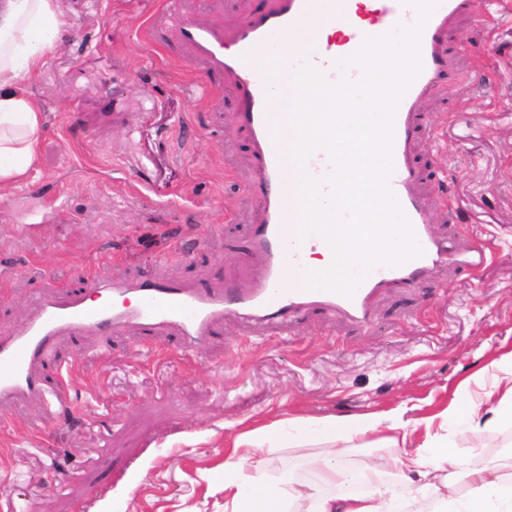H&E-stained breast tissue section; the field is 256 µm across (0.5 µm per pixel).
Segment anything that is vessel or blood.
<instances>
[{"label":"vessel or blood","mask_w":512,"mask_h":512,"mask_svg":"<svg viewBox=\"0 0 512 512\" xmlns=\"http://www.w3.org/2000/svg\"><path fill=\"white\" fill-rule=\"evenodd\" d=\"M474 10V0H439L423 22L410 0H268L237 27L229 42L223 29L182 17L181 41L204 63L206 78H226L234 84V119L251 135L261 217L251 228L246 258L260 265L261 274L245 288L229 282L210 288L132 278L92 281L88 293L58 289L37 294L24 325L0 333V405L53 401L62 408L72 406L71 397L51 392L42 375L48 352L67 336L134 326L151 336L179 337L184 354L191 355L200 352L230 318L277 327L304 311L317 310L364 324L379 290L419 287L428 268L447 263L453 255L451 240L432 234L425 207L413 189L417 172L412 148L425 130L419 105L431 90L457 82V50L448 42V30L460 15ZM314 20L332 28V35L297 44L301 25ZM417 25L422 28L421 68L394 112L392 170L386 184L413 231L420 255L400 264L375 263L349 295L326 288L285 287V280L304 275L305 251L327 247L328 242L317 233L303 239L294 233L299 219L292 203L296 188L286 180L285 162L293 155L296 135L287 128L273 130L272 80L264 64L270 41L278 40L289 74L309 67L328 85L356 84L364 72L349 59L365 39ZM305 167L320 195L329 196L336 169L330 151L314 148Z\"/></svg>","instance_id":"b4317fda"}]
</instances>
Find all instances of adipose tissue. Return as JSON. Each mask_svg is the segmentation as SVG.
I'll use <instances>...</instances> for the list:
<instances>
[{
  "label": "adipose tissue",
  "instance_id": "1",
  "mask_svg": "<svg viewBox=\"0 0 512 512\" xmlns=\"http://www.w3.org/2000/svg\"><path fill=\"white\" fill-rule=\"evenodd\" d=\"M60 0H0V189L25 181L38 162L42 114L28 88L41 75L46 54L61 39ZM472 427L512 425V377L489 411L459 394L446 411L418 425L426 439L406 449L408 432L396 415L286 417L239 434L224 458V512H394L413 493L453 512H512V481L497 469L468 470L467 496L450 473L460 460L443 433L449 417ZM377 436L396 453L361 470L341 459L357 438ZM305 448L308 477L285 468L268 478L269 454Z\"/></svg>",
  "mask_w": 512,
  "mask_h": 512
}]
</instances>
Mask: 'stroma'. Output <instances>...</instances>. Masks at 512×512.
<instances>
[{"instance_id":"obj_1","label":"stroma","mask_w":512,"mask_h":512,"mask_svg":"<svg viewBox=\"0 0 512 512\" xmlns=\"http://www.w3.org/2000/svg\"><path fill=\"white\" fill-rule=\"evenodd\" d=\"M266 0H60L65 39L29 92L43 114L39 164L0 190V331L22 325L30 297L50 282L161 276L223 284L248 280L250 224L259 216L247 132L232 121L227 80L197 88L204 69L179 45L177 18L223 26L225 36ZM169 18L152 41L154 14ZM465 55L461 81L423 103L440 143L421 139L417 186L435 233L446 175L458 241L488 249L478 270L426 271L418 288H389L368 326L310 313L278 334L233 320L201 352L137 330L73 336L46 367L76 394L68 413L10 407L22 455L0 458V512H224L227 447L244 428L293 415L398 412L421 445V417L443 411L459 386L512 351V15L459 17L448 33ZM121 113L113 121V113ZM35 225L22 237L15 226ZM448 439L470 467L512 477V426Z\"/></svg>"}]
</instances>
